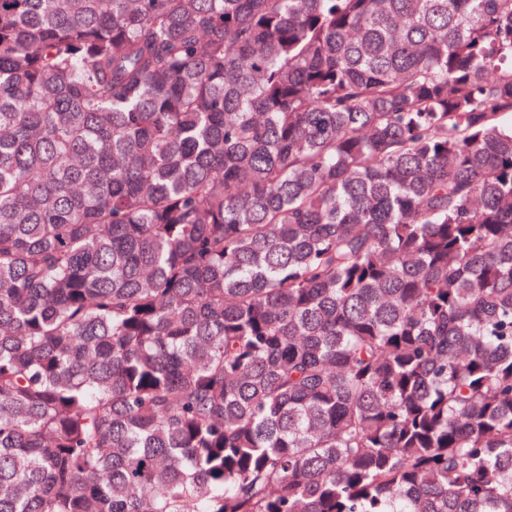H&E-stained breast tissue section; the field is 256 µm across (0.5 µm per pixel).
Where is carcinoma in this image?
Listing matches in <instances>:
<instances>
[{"mask_svg":"<svg viewBox=\"0 0 512 512\" xmlns=\"http://www.w3.org/2000/svg\"><path fill=\"white\" fill-rule=\"evenodd\" d=\"M512 0H0V512H512Z\"/></svg>","mask_w":512,"mask_h":512,"instance_id":"cac0c4a2","label":"carcinoma"}]
</instances>
